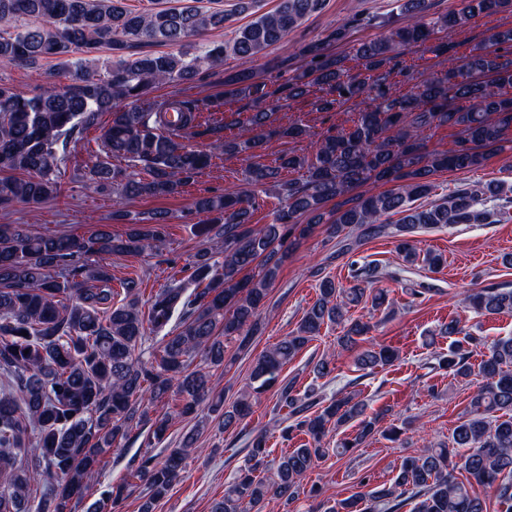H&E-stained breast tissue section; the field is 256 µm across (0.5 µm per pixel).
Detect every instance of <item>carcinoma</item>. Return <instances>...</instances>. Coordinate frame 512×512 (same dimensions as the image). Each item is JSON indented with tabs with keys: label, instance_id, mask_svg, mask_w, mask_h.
Wrapping results in <instances>:
<instances>
[{
	"label": "carcinoma",
	"instance_id": "cac0c4a2",
	"mask_svg": "<svg viewBox=\"0 0 512 512\" xmlns=\"http://www.w3.org/2000/svg\"><path fill=\"white\" fill-rule=\"evenodd\" d=\"M318 2L281 0L275 12L256 17L232 41L200 54L134 57L130 51L142 45H178L222 27L224 13H204L191 5L132 12L120 0H0V64L55 58L68 80L31 97L0 84V206L14 201L40 205L57 197L61 169L70 161L68 145L102 112L112 114L102 134L105 159L88 168L85 177L89 186L110 185L126 198L174 196L217 154L254 158L270 135H304L299 123L268 129L274 112L260 109L247 119L251 136L228 139L223 126L201 123V113L212 107L208 99L155 104L150 94L160 85L193 81L202 69L233 55L243 68L224 75V97L246 92L255 103L265 102L266 84L255 80L249 64ZM399 2L411 23L356 50L368 77L350 73L341 58L315 43L305 50V69L288 84L291 97L309 85L320 86L322 111L362 95L371 107L358 113L350 129L322 138L312 157L284 155L277 167L253 163L250 188H229L198 201L192 214L219 226L224 259L198 251L190 276L171 277L148 300L147 312L139 308L137 278L123 282L126 302L112 305V254L162 249L165 213H155L154 226L135 229L124 239L105 229L84 240L29 235L17 224H0V512H73V502L98 481L104 458L120 450L132 430L147 425L152 439L160 441L174 418L190 416L202 404L224 430L236 428L251 414L252 398L277 381L282 367L316 339L323 325L341 328L338 343L345 349L368 335L374 325L348 315V306L361 302L366 289L324 278L297 329L255 359L250 384L230 405H224L210 375L192 367L197 357L224 365V341H239L242 351L259 332L260 307L289 246L315 229L298 223L302 215L313 213L324 222L343 253L370 239L396 238L410 264L418 254L408 235L420 228L500 221L502 210L486 208L502 198L493 182L456 190L440 205L413 209L408 203L428 190L434 172L475 169L489 151H512L507 136L512 131V28L491 31L460 66L417 81L409 94L394 95L389 77L414 79L394 63L398 44L430 43L436 54L447 53L455 46L454 35L472 19L509 11L512 0H460L459 8L432 17L429 0ZM103 49L109 55L100 62L97 54ZM433 125L459 129L454 148L426 150L422 132ZM111 157L127 160L129 169L113 166ZM297 168L304 170L302 180L277 182L284 205L274 222L249 223L259 206L254 188L278 178L281 169ZM376 182L396 188L353 194ZM392 213L404 214L402 223L382 222ZM255 267L256 274L246 275ZM466 301L478 316L512 312V288H482ZM440 332L456 340L438 366L455 379L470 377L468 346L483 340L456 319L441 325ZM150 335L159 338V353L143 361L136 351ZM397 357L394 348L372 343L357 353L354 365L367 376ZM477 376L469 409L448 444L406 459L388 484L370 488L361 481L366 491L325 512H354L360 503L365 512H399L409 500L412 512H487L490 499L495 512H512V338L488 347ZM171 394L182 398V406L152 419V405ZM275 407L288 408L283 436L298 432L311 442L283 455L270 480L265 476L270 451L263 433H257L244 467L210 512H265L272 498L285 506L298 500L307 472L330 452L322 446L329 431L358 421L355 435L336 443L345 454L377 433L386 415L365 416V403L351 393L324 406L312 390L295 394L290 382L280 386ZM194 444L188 435L179 447L164 449L161 460L148 452L130 457L128 476L141 487L138 512H155L180 479ZM458 469L465 479L455 476ZM130 486L125 480L103 491L87 512H120Z\"/></svg>",
	"mask_w": 512,
	"mask_h": 512
}]
</instances>
